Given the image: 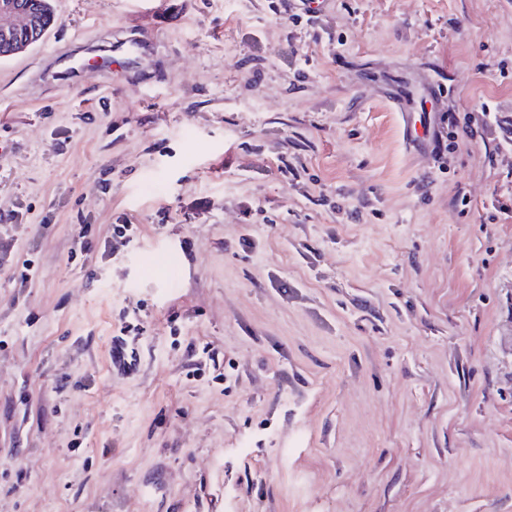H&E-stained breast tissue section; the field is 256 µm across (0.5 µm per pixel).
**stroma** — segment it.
<instances>
[{"label": "stroma", "instance_id": "obj_1", "mask_svg": "<svg viewBox=\"0 0 512 512\" xmlns=\"http://www.w3.org/2000/svg\"><path fill=\"white\" fill-rule=\"evenodd\" d=\"M52 4L0 59V512H512V0ZM31 13L37 18V30L31 31V35H38L40 32L47 34L55 25L56 16L51 0H27Z\"/></svg>", "mask_w": 512, "mask_h": 512}]
</instances>
